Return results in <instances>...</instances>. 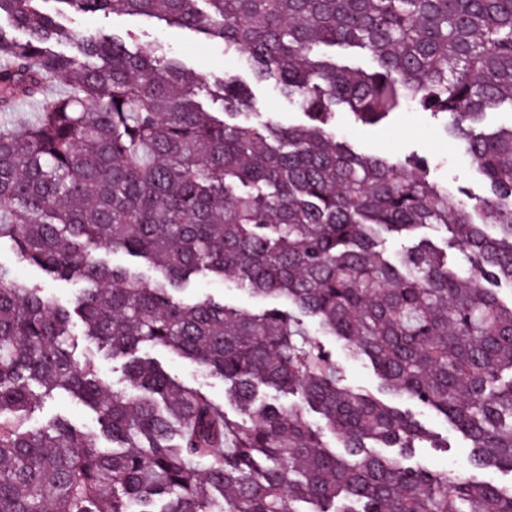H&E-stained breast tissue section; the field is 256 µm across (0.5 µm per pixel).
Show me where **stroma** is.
I'll use <instances>...</instances> for the list:
<instances>
[{
	"mask_svg": "<svg viewBox=\"0 0 512 512\" xmlns=\"http://www.w3.org/2000/svg\"><path fill=\"white\" fill-rule=\"evenodd\" d=\"M66 23L68 28L79 34L113 30L131 33L135 37L133 46L140 51L148 50L154 42H165L187 69L209 82L222 78L228 72L239 75L245 81L250 78L242 63L225 57L221 42L202 40L200 35L192 31L168 27L147 17L74 13L68 16ZM252 91L262 107L261 113L251 116L253 125L262 126L269 119L284 125L304 123L305 118L297 106L281 99L270 85L253 86ZM336 130L340 137L364 153H382L400 159L413 154L434 158L431 177L448 188L462 187L476 195L488 191L487 184L459 143L446 136L440 129L439 121L430 114L407 109L394 113L378 124L366 125L355 122L352 116L343 112L337 118ZM0 264L9 267L19 280L41 283L48 295L59 304L71 305L78 292V284L51 281L37 268L19 264L9 248L0 249ZM200 294H208L227 304L252 311L266 306L265 300L240 292L231 284L221 281L201 279L184 292L188 298ZM149 354L180 382L202 390L215 402H223V382L208 375L203 368L160 347L150 349ZM412 411L423 426L438 433L449 445L445 453L432 448L418 449L417 460L420 464L431 470L448 468L464 475L476 474L481 480L504 482V475L497 471H473L467 441L443 416L417 405L413 406ZM56 418L66 419L86 432L97 428L94 414L65 394L40 401L31 423L38 427Z\"/></svg>",
	"mask_w": 512,
	"mask_h": 512,
	"instance_id": "obj_1",
	"label": "stroma"
}]
</instances>
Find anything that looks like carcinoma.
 <instances>
[{
    "instance_id": "obj_1",
    "label": "carcinoma",
    "mask_w": 512,
    "mask_h": 512,
    "mask_svg": "<svg viewBox=\"0 0 512 512\" xmlns=\"http://www.w3.org/2000/svg\"><path fill=\"white\" fill-rule=\"evenodd\" d=\"M65 9L217 39L310 123L241 122L260 105L238 76L209 86L162 42L142 52L129 33H73ZM3 15L25 37L0 27V110L49 78L70 92L23 128L0 125V245L84 288L69 310L0 266V512H512V483L414 462L422 444L448 443L381 399L436 411L476 467L512 477V300L492 289L512 284V125L474 130L512 108V0H0ZM329 47L363 49L373 67ZM404 107L442 118L491 193L336 133L341 110L372 124ZM428 226L466 252V271L422 241L394 259L378 250L383 233ZM114 251L156 276L111 265ZM199 276L296 313L181 297ZM75 317L126 359L138 395L108 393L94 359L76 356ZM306 318L371 364L377 394L345 383ZM144 346L224 381L236 415ZM34 384L76 398L97 431L30 426ZM265 388L301 395L323 425Z\"/></svg>"
}]
</instances>
